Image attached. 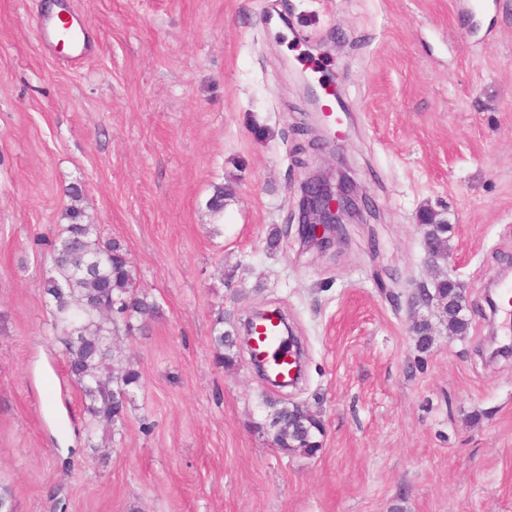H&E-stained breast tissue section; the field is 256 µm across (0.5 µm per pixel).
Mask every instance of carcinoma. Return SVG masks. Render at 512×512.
Instances as JSON below:
<instances>
[{
    "mask_svg": "<svg viewBox=\"0 0 512 512\" xmlns=\"http://www.w3.org/2000/svg\"><path fill=\"white\" fill-rule=\"evenodd\" d=\"M73 204L65 209L68 224L63 228L59 243L53 248L55 275L44 284V292L54 304L55 340L62 346L67 374L79 390L88 417V434L99 429H114L121 421L131 389L140 385L141 375L134 368L114 373L112 340L117 320H122L129 332L135 325H145L158 316L159 308L147 301L137 289L135 270L127 250L116 240H102L95 225L86 221L78 206L81 189L72 185L68 191ZM431 243L448 249V222L436 220L428 212ZM431 293L438 303L440 318L455 331L467 328L464 316L448 293V282L439 278L432 282ZM237 338L231 333L218 332L214 348L219 362L231 364L237 357ZM278 419L274 437L288 443V432L313 442L322 434L317 419L294 408L283 406L274 412Z\"/></svg>",
    "mask_w": 512,
    "mask_h": 512,
    "instance_id": "1",
    "label": "carcinoma"
}]
</instances>
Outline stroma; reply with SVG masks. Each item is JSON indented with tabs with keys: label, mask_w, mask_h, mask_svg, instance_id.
Here are the masks:
<instances>
[{
	"label": "stroma",
	"mask_w": 512,
	"mask_h": 512,
	"mask_svg": "<svg viewBox=\"0 0 512 512\" xmlns=\"http://www.w3.org/2000/svg\"><path fill=\"white\" fill-rule=\"evenodd\" d=\"M48 1L0 0V484L17 512H512V356L486 361L477 313L420 352L392 301L430 279L429 206L471 305L512 263V0L481 17L469 0H56L88 37L73 66L40 39ZM301 74L337 83L342 138L321 141ZM330 166L372 210L305 250L295 193ZM73 184L160 308L115 336L141 380L91 442L43 290ZM258 309L299 338L297 387L245 351L217 363L215 328ZM271 399L319 416L316 452L275 446Z\"/></svg>",
	"instance_id": "obj_1"
}]
</instances>
